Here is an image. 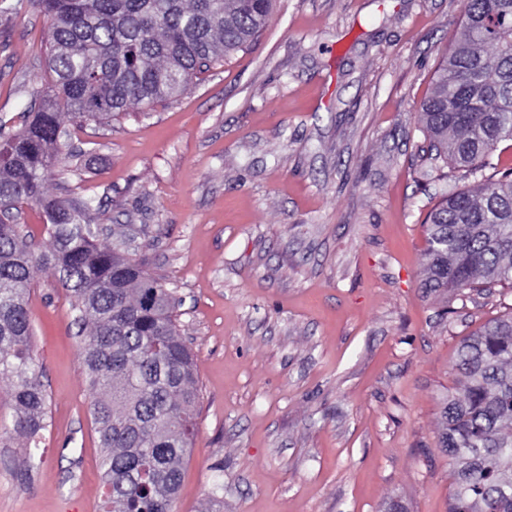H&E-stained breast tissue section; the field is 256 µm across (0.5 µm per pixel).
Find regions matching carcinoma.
<instances>
[{"instance_id": "1", "label": "carcinoma", "mask_w": 512, "mask_h": 512, "mask_svg": "<svg viewBox=\"0 0 512 512\" xmlns=\"http://www.w3.org/2000/svg\"><path fill=\"white\" fill-rule=\"evenodd\" d=\"M49 20L45 104L22 127L0 123V207L42 209L51 245L39 255L0 222V382L13 416L0 441L37 442L47 427L26 302L35 267L68 292L86 333L81 365L95 393L104 512H173L196 430L194 355L176 324L178 301L137 257L147 225L112 233L91 223L95 196L48 195L53 174L76 173L66 123L109 122L132 105L178 96L267 23L273 0H36ZM431 150L477 186L447 192L424 230L430 293L512 285V167L490 157L512 140V0H465L462 32L420 106ZM460 396L442 403L441 451L452 466L448 512H512V315L460 344Z\"/></svg>"}]
</instances>
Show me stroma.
<instances>
[{
    "label": "stroma",
    "mask_w": 512,
    "mask_h": 512,
    "mask_svg": "<svg viewBox=\"0 0 512 512\" xmlns=\"http://www.w3.org/2000/svg\"><path fill=\"white\" fill-rule=\"evenodd\" d=\"M464 0H276L252 42L176 99L73 123L98 223L145 224L149 271L181 304L198 428L174 512H448L441 403L466 336L512 314V288H421L422 222L467 180L420 121ZM48 20L0 13V122L42 102ZM49 396L26 469L0 446V512H100L101 448L82 339L50 272L28 296Z\"/></svg>",
    "instance_id": "obj_1"
}]
</instances>
